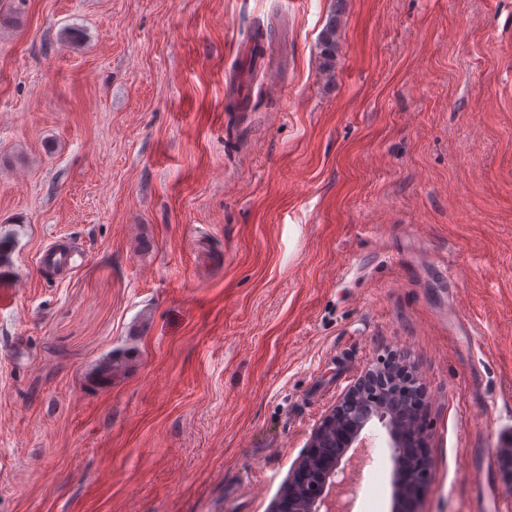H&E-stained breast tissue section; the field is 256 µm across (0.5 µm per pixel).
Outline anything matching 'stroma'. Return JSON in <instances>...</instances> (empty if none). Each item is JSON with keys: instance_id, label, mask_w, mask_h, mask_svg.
I'll list each match as a JSON object with an SVG mask.
<instances>
[{"instance_id": "stroma-1", "label": "stroma", "mask_w": 512, "mask_h": 512, "mask_svg": "<svg viewBox=\"0 0 512 512\" xmlns=\"http://www.w3.org/2000/svg\"><path fill=\"white\" fill-rule=\"evenodd\" d=\"M0 233V512H274L388 358L427 391L411 512L506 495L512 0H0ZM372 440L354 512H392ZM337 31L338 23L336 14H334L329 19L320 37L321 54L324 60L323 65L328 69L333 67L335 62Z\"/></svg>"}]
</instances>
